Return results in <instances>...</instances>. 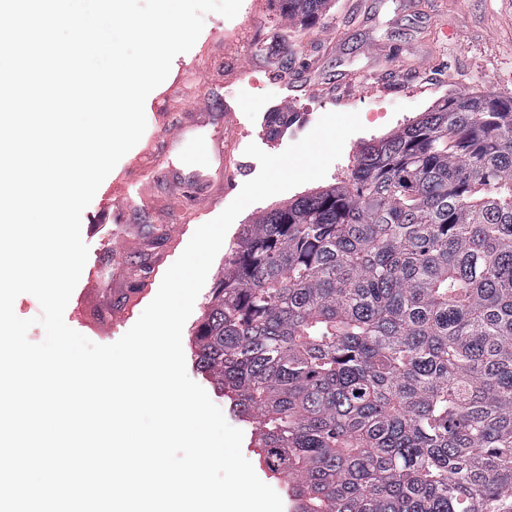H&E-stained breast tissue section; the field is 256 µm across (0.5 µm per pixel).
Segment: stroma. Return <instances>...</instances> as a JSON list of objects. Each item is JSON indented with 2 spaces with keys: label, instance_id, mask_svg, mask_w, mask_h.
I'll use <instances>...</instances> for the list:
<instances>
[{
  "label": "stroma",
  "instance_id": "stroma-1",
  "mask_svg": "<svg viewBox=\"0 0 512 512\" xmlns=\"http://www.w3.org/2000/svg\"><path fill=\"white\" fill-rule=\"evenodd\" d=\"M235 20L206 15L193 48L178 56L145 107L147 128L118 162L82 215L87 262L64 312L66 324L94 343L118 341L154 299L167 269L195 230L217 217L257 176L259 162L245 155L249 143L278 154L302 139L328 112L358 113L362 132L348 138L326 177L334 183L353 167L360 142L383 137L430 111L450 94L512 96V0H334L311 25L288 31L289 50L272 43L284 28L278 0ZM243 30L235 47L224 32ZM287 70V82L276 75ZM289 109L296 123L277 139L262 130L269 112ZM213 151L199 162L211 185L184 177L173 186L168 163L178 152L170 141L182 122ZM144 195L126 200L122 212L103 200L128 177ZM164 228L161 244L150 230ZM139 257L154 266L148 279L100 320L102 273L116 288L129 287L125 263Z\"/></svg>",
  "mask_w": 512,
  "mask_h": 512
}]
</instances>
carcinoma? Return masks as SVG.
I'll return each mask as SVG.
<instances>
[{
  "instance_id": "1",
  "label": "carcinoma",
  "mask_w": 512,
  "mask_h": 512,
  "mask_svg": "<svg viewBox=\"0 0 512 512\" xmlns=\"http://www.w3.org/2000/svg\"><path fill=\"white\" fill-rule=\"evenodd\" d=\"M192 344L290 512H512V96H446L243 225Z\"/></svg>"
}]
</instances>
